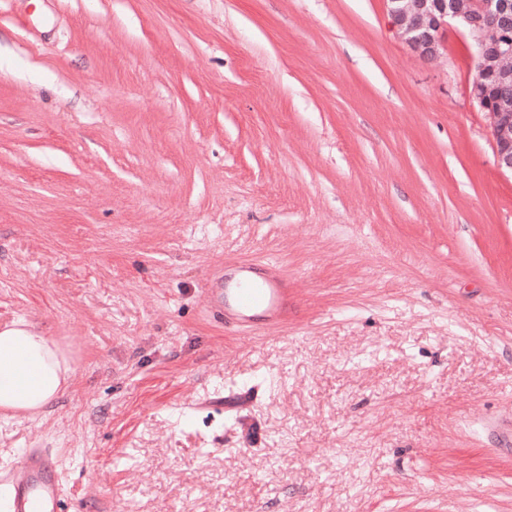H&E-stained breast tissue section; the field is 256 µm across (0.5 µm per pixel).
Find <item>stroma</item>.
<instances>
[{"label":"stroma","mask_w":512,"mask_h":512,"mask_svg":"<svg viewBox=\"0 0 512 512\" xmlns=\"http://www.w3.org/2000/svg\"><path fill=\"white\" fill-rule=\"evenodd\" d=\"M385 0H0V329L71 350L0 414L67 512H512V173L460 29ZM281 264L286 328L209 274ZM205 294L225 328L256 333L287 325L296 299L288 277L273 261H224L209 278Z\"/></svg>","instance_id":"35a3bbf8"}]
</instances>
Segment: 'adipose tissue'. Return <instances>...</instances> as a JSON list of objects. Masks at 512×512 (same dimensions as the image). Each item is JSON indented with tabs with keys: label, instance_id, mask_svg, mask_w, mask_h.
Listing matches in <instances>:
<instances>
[{
	"label": "adipose tissue",
	"instance_id": "adipose-tissue-1",
	"mask_svg": "<svg viewBox=\"0 0 512 512\" xmlns=\"http://www.w3.org/2000/svg\"><path fill=\"white\" fill-rule=\"evenodd\" d=\"M75 374L70 350L36 325L19 320L0 329V409L27 419L44 414Z\"/></svg>",
	"mask_w": 512,
	"mask_h": 512
}]
</instances>
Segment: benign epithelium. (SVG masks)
Returning <instances> with one entry per match:
<instances>
[{
  "mask_svg": "<svg viewBox=\"0 0 512 512\" xmlns=\"http://www.w3.org/2000/svg\"><path fill=\"white\" fill-rule=\"evenodd\" d=\"M388 14L398 35L419 59L435 62L444 56L443 33L452 22L465 32L470 59L476 71L469 87L473 102L486 114L494 143L495 161L512 172V101L492 99L484 79L512 83V69L503 66L512 58V35L498 23L509 9L507 0H386Z\"/></svg>",
  "mask_w": 512,
  "mask_h": 512,
  "instance_id": "1",
  "label": "benign epithelium"
}]
</instances>
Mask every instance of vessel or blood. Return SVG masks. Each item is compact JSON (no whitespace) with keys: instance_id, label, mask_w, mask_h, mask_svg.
Here are the masks:
<instances>
[{"instance_id":"1","label":"vessel or blood","mask_w":512,"mask_h":512,"mask_svg":"<svg viewBox=\"0 0 512 512\" xmlns=\"http://www.w3.org/2000/svg\"><path fill=\"white\" fill-rule=\"evenodd\" d=\"M205 294L225 328L256 333L287 325L296 299L287 276L273 261L225 262L209 278ZM6 484L8 512H62L63 489L49 449H25Z\"/></svg>"}]
</instances>
